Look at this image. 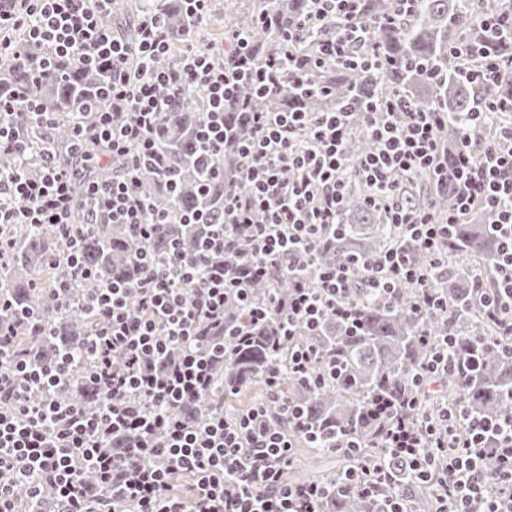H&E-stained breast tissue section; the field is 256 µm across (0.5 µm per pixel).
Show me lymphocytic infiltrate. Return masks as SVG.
<instances>
[{"label":"lymphocytic infiltrate","mask_w":512,"mask_h":512,"mask_svg":"<svg viewBox=\"0 0 512 512\" xmlns=\"http://www.w3.org/2000/svg\"><path fill=\"white\" fill-rule=\"evenodd\" d=\"M368 2L309 0L282 33V57L261 59L249 31H234L222 44L206 40L213 0H184L191 24L183 51L174 66L163 68L159 62L171 46L159 0H143L131 43L104 22L116 0H0V61L33 44L43 51L39 68L64 60L110 70L99 110L72 118L66 155L41 144L36 177L21 160L29 149L22 124L49 127L57 115L32 110L21 94L0 96V157L8 160L0 166V225H54L70 244L57 259L63 267L53 288L59 307L81 302L98 320L85 343L54 361L35 364L19 354L20 337L48 336L52 329L33 309L13 307L4 281L16 246L0 236V512H326L332 496L356 491L367 499V512H415L389 467L393 461L414 481L432 486L437 512H512V420L461 426L458 411L445 406L420 415L414 397L377 403L387 421L375 450L361 449L345 432L330 441L329 453L352 459L331 484L284 478L295 461V439L311 427L282 393L281 376L311 385L340 369L336 359L300 341L297 327L313 333L331 319L357 329L352 292L359 271L372 294L388 300L407 285L417 292V310L447 312L431 292L448 264L440 244L449 225L462 223L476 207L496 216L491 229L499 257L492 272L475 271L473 290L498 334L476 337L460 358L451 351V337L424 336L430 355L418 382L427 391L449 372L473 369L489 343L512 354V149L503 147L512 142V94L490 91L512 69V60L493 47L494 40L512 39L511 11L473 9L470 23L489 32L491 42L461 41L450 50L479 92L451 172L457 203L442 218L403 202L400 181L419 171L440 174L443 113L412 109L397 94L364 112H258L238 99L244 82L259 95L283 86L307 93L323 64H355L356 50L370 48L373 30L394 21L369 16ZM320 31L325 37L316 56L301 53L305 36ZM473 59L478 68H470ZM197 89L207 96L197 129L202 151L223 156L229 104L248 110L252 127L239 147L240 187L225 194L222 215L213 219L159 213L133 191L157 149L164 101H186ZM356 123L372 147L354 163L343 142ZM110 160L117 164L111 179L88 182L85 194L76 196L75 162ZM354 174L404 242L353 268H319L315 281H307L300 271L330 247ZM173 222L210 225L193 261L175 248L164 256L151 253L150 242ZM94 224L126 226L140 244L134 261L141 273L81 295L77 287L91 272L76 245ZM243 240L254 246L251 260L225 271V252ZM281 270L292 280L287 301L255 300L251 284ZM488 274L495 286L487 290ZM231 296L245 310L247 325L228 332L224 306ZM269 322L276 325L270 346L287 348L288 363L269 373L265 401L232 417L220 403L197 422L179 417L182 406L213 395L225 335L246 342L252 328ZM75 381L100 394L96 408L57 399ZM282 417L287 426L279 425ZM181 477L193 480L188 493L173 491Z\"/></svg>","instance_id":"lymphocytic-infiltrate-1"}]
</instances>
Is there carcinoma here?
<instances>
[{
  "label": "carcinoma",
  "instance_id": "cac0c4a2",
  "mask_svg": "<svg viewBox=\"0 0 512 512\" xmlns=\"http://www.w3.org/2000/svg\"><path fill=\"white\" fill-rule=\"evenodd\" d=\"M138 3L118 6L117 15L105 19L108 25L117 23L118 15L127 19L121 35L134 37L133 19ZM175 47H180L183 30L188 25L184 6L179 0H162ZM306 0H239L235 12L227 15L228 29H248L253 35V46L259 56H278L282 53L280 30L288 21L299 17L305 10ZM468 9L467 0H411L410 14L405 20L378 29L373 42L378 54L391 63L365 66L356 70L327 63L322 67L321 79L330 88L327 95L316 94L303 99L293 97L288 87L277 94L253 99L254 108L262 112H280L299 108L304 112H332L346 105L350 111L361 112L367 103L398 93L411 106L422 111L446 112L448 123L440 130L441 139L448 146V166H453L466 113L473 106L475 90L459 76L457 63L449 49L460 39L474 44L484 39L478 25L465 29L458 27L460 16ZM41 55L36 46L23 49L21 56L0 63V93L8 95L23 89L29 100L40 104V110L59 113L57 123L44 130L36 125L24 129L28 139L46 136L50 143L62 151L70 136V121L65 113L73 108L75 99L90 98L105 83L107 73L66 65V77L60 79L53 72L34 79V57ZM204 92L197 90L191 99L169 114L163 138L149 163L144 179L132 187L133 192L146 197L157 210L171 214L180 211H198L207 215L222 212L224 193L238 187L240 156L237 142L249 136L247 115L236 108L224 112V126L230 139L224 145V158L215 161L205 157L195 138L203 109ZM371 147L363 129L356 125L345 141V151L357 161ZM224 167V180L210 191L200 189L201 176L212 164ZM112 178V167L102 164L84 174H78L75 193H83L90 180ZM404 198L408 204L429 209L443 215L454 206L455 184L436 188L430 178L419 174L402 179ZM491 214L478 209L466 216V223L454 224L444 244L448 256V271L434 282L433 293L448 300V316L418 315L415 290L404 286L397 290L394 301L369 300L361 306L358 335L350 336L344 326H328L318 336H301L314 343L325 355L336 352L343 362L340 378L323 387L306 388L288 380L286 396L303 410L313 432L325 440L333 434L347 432L371 450L379 443L381 420L372 413V402L385 394L391 399L415 394L414 375L425 362L428 350L420 336H455V353L464 354L472 338L480 334H494L490 323L474 296L468 294L470 277L461 260L478 257L485 269H492L499 242L492 235ZM345 225L331 247L317 253L315 266L346 264L355 259L377 255L392 247L397 229L385 223L382 210L367 200L362 181L351 182L345 205L340 214ZM208 228L205 224H168L154 242L155 251L166 252L173 243L180 251L193 256L202 243ZM0 234L17 239L18 254L11 264L7 294L16 308H33L52 325L56 335L32 339L24 337L22 347L32 355H48L52 348H72L82 342L94 329V315L87 309L72 305L67 311L59 310L58 301L47 288L60 277L61 268L48 264L50 254L68 249L54 228L43 225L6 224ZM84 263L92 270L90 279L81 284L83 289L97 287L101 281H130L137 275L133 256L139 244L128 230L116 224H95L85 230L79 242ZM288 273L270 283L254 285V294L264 296L270 292L283 298L288 294ZM246 325L244 310L237 303L230 304L224 313V328ZM273 325L255 332L254 341L237 346L226 341L224 370L218 381L224 389L239 392L264 383L270 367L282 355L267 348L266 340ZM442 400L452 405L457 396L465 400V409L473 420H500L512 418V357L492 347L482 354L480 367L467 373L448 376ZM324 478L314 463L302 461L299 468L286 472L290 482L311 483ZM364 502L357 493L336 497V512H363Z\"/></svg>",
  "mask_w": 512,
  "mask_h": 512
}]
</instances>
